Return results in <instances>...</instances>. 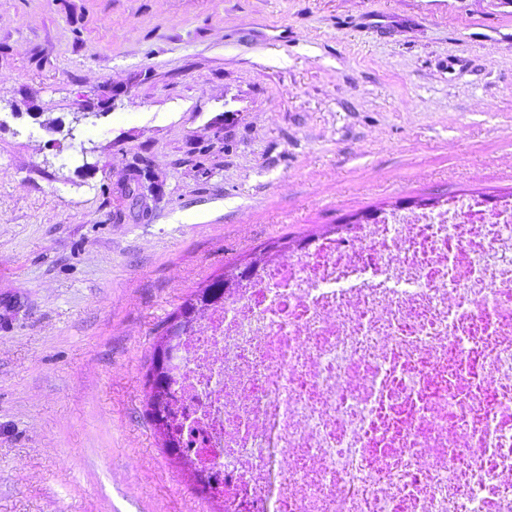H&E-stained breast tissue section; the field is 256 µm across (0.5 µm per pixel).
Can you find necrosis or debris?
<instances>
[{
    "label": "necrosis or debris",
    "mask_w": 512,
    "mask_h": 512,
    "mask_svg": "<svg viewBox=\"0 0 512 512\" xmlns=\"http://www.w3.org/2000/svg\"><path fill=\"white\" fill-rule=\"evenodd\" d=\"M171 356L174 431L224 512H512V198L309 240Z\"/></svg>",
    "instance_id": "4bbe7bcc"
}]
</instances>
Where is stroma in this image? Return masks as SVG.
<instances>
[{
    "label": "stroma",
    "instance_id": "obj_1",
    "mask_svg": "<svg viewBox=\"0 0 512 512\" xmlns=\"http://www.w3.org/2000/svg\"><path fill=\"white\" fill-rule=\"evenodd\" d=\"M509 194L512 0H0V512H218L146 415L171 313L272 243Z\"/></svg>",
    "mask_w": 512,
    "mask_h": 512
}]
</instances>
